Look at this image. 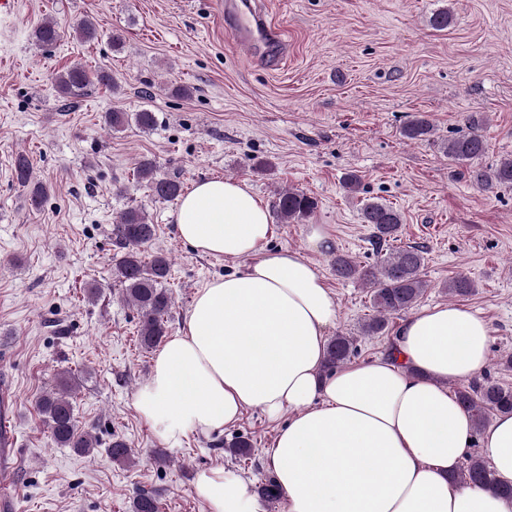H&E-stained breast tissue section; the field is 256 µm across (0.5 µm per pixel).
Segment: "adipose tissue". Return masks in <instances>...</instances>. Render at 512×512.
Here are the masks:
<instances>
[{
  "mask_svg": "<svg viewBox=\"0 0 512 512\" xmlns=\"http://www.w3.org/2000/svg\"><path fill=\"white\" fill-rule=\"evenodd\" d=\"M173 219L197 253L252 262L199 288L156 354L135 407L162 436L223 432L248 407L272 419L287 410L264 457L285 512H512L502 493L512 486L511 414L482 439L495 487L456 478L473 424L447 384L483 370L484 318L451 305L423 309L402 323L389 356L325 376L337 304L298 253L268 249L269 211L250 186L202 181ZM195 491L208 512H259L232 472H200Z\"/></svg>",
  "mask_w": 512,
  "mask_h": 512,
  "instance_id": "ef3b65f1",
  "label": "adipose tissue"
}]
</instances>
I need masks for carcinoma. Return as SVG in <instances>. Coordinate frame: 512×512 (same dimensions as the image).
<instances>
[{
	"label": "carcinoma",
	"mask_w": 512,
	"mask_h": 512,
	"mask_svg": "<svg viewBox=\"0 0 512 512\" xmlns=\"http://www.w3.org/2000/svg\"><path fill=\"white\" fill-rule=\"evenodd\" d=\"M64 34L65 30L54 18L44 20L34 31L36 41L43 46L56 44ZM93 81L114 94L120 90L118 79L110 70L100 67L91 74L81 65H74L62 72L57 78V89L63 97L75 98ZM131 119L143 131L154 129L158 123L156 113L147 108L131 115L114 109L104 116L106 126L113 131L122 130ZM470 126V132L443 142V152L449 159L469 162L486 154L487 142L478 132L479 122L473 119ZM401 134L410 141H427L434 135V125L420 114L403 127ZM14 174L21 186L31 187V204H40L46 189L41 184L31 183L32 163L27 154H17ZM136 176L137 181L146 183L153 198L158 200L171 201L183 191L180 181L160 174L150 159L139 162ZM471 177L480 186L512 185V158H503L490 168H475L471 171ZM316 208V199L303 191L288 189L277 194L276 214L284 224L299 223L310 217ZM361 220L372 229L377 261L372 265H362L339 254L333 261V267L336 276L358 278L369 285L375 315L362 325V334L380 336L387 329L392 316L410 310L424 294L427 288L422 276L425 251L422 246L413 244L390 252L383 251L386 242L398 237L402 224L400 212L390 205L377 201L364 204ZM155 237L156 225L149 221L141 206L128 207L113 218L112 238L117 252L112 276L121 287L124 301L138 313L139 343L146 350L157 347L168 335L167 315L173 303L171 293L166 288L171 269L168 256L157 252L148 262L142 259V247ZM473 290L474 283L467 277L458 276L448 281V293L452 295L466 296ZM357 353L354 337L343 334L332 337L326 345L324 372L336 370ZM79 389V379L68 371H62L56 375L54 385L40 396L37 407L57 445L85 454L98 446V438L91 431L79 428L76 423L72 395ZM456 397L471 415L478 430L485 425L489 416L512 413V388L502 385L489 373L469 386L457 389ZM109 452L116 462L130 460L129 446L122 439H114L109 445ZM456 478L465 484L496 487L492 470L478 456L469 457ZM256 490L260 498L268 502L281 497V491L273 479L260 483ZM133 512H160L156 494L139 490L133 498Z\"/></svg>",
	"instance_id": "carcinoma-1"
}]
</instances>
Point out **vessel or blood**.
Segmentation results:
<instances>
[{
	"instance_id": "b4317fda",
	"label": "vessel or blood",
	"mask_w": 512,
	"mask_h": 512,
	"mask_svg": "<svg viewBox=\"0 0 512 512\" xmlns=\"http://www.w3.org/2000/svg\"><path fill=\"white\" fill-rule=\"evenodd\" d=\"M224 24L237 43L249 52L261 53L266 60L278 59L282 40L275 27L256 5V0H224ZM15 438L0 431V512L13 510V465L8 460Z\"/></svg>"
}]
</instances>
